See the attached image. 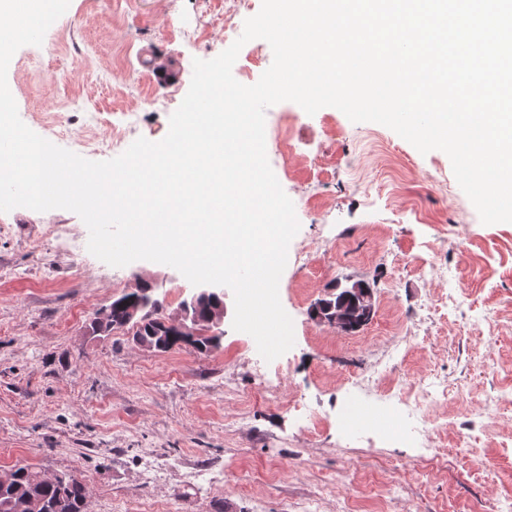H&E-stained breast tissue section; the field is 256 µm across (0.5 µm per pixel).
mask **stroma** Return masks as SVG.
<instances>
[{
	"mask_svg": "<svg viewBox=\"0 0 512 512\" xmlns=\"http://www.w3.org/2000/svg\"><path fill=\"white\" fill-rule=\"evenodd\" d=\"M70 0L42 45L8 73L21 120L55 122L53 144L111 159L113 113L138 107V134L162 140L191 82L194 59L220 54L168 35L204 21L201 0ZM171 61L155 76L152 57ZM293 116L296 158L267 146L298 213L279 297L295 345L273 361L225 326L218 349L165 353L129 334H90L96 311L137 284L167 312L194 290L150 261L112 267L52 248L49 225L74 213L0 212V472L16 465L71 472L90 512H504L512 498V223L483 224L448 156L420 154L390 128L334 107ZM309 252L308 266L298 253ZM370 284L371 321L343 333L311 317L336 283ZM447 390L410 416L401 392ZM359 396L392 413L397 433L354 429L340 415ZM164 470L150 482L148 463Z\"/></svg>",
	"mask_w": 512,
	"mask_h": 512,
	"instance_id": "obj_1",
	"label": "stroma"
}]
</instances>
